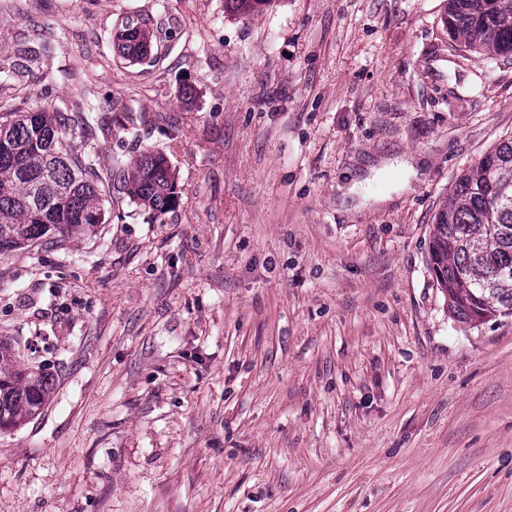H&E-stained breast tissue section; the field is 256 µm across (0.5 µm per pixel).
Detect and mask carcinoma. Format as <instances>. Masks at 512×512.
<instances>
[{
  "instance_id": "obj_1",
  "label": "carcinoma",
  "mask_w": 512,
  "mask_h": 512,
  "mask_svg": "<svg viewBox=\"0 0 512 512\" xmlns=\"http://www.w3.org/2000/svg\"><path fill=\"white\" fill-rule=\"evenodd\" d=\"M270 0H224V9L258 12ZM119 51L142 59L145 34L123 27ZM448 34L471 52L512 55V0H448ZM42 88L33 111L0 113V256L42 243L59 249L105 222L100 197L122 191L157 214L174 208L175 176L145 152L128 170L101 175L92 155L77 154L71 137L103 131L90 104L58 107ZM430 268L463 323L512 315V137L461 174L437 214ZM54 375L26 366L0 339V431L41 413Z\"/></svg>"
}]
</instances>
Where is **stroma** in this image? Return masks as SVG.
Returning <instances> with one entry per match:
<instances>
[{
	"label": "stroma",
	"instance_id": "stroma-1",
	"mask_svg": "<svg viewBox=\"0 0 512 512\" xmlns=\"http://www.w3.org/2000/svg\"><path fill=\"white\" fill-rule=\"evenodd\" d=\"M448 0H0V106L91 99L101 169L165 155L63 249L0 257V339L47 364L0 512H512V316L430 269L457 177L512 137V57ZM153 32L121 58L113 34ZM411 159L412 170L398 160Z\"/></svg>",
	"mask_w": 512,
	"mask_h": 512
}]
</instances>
